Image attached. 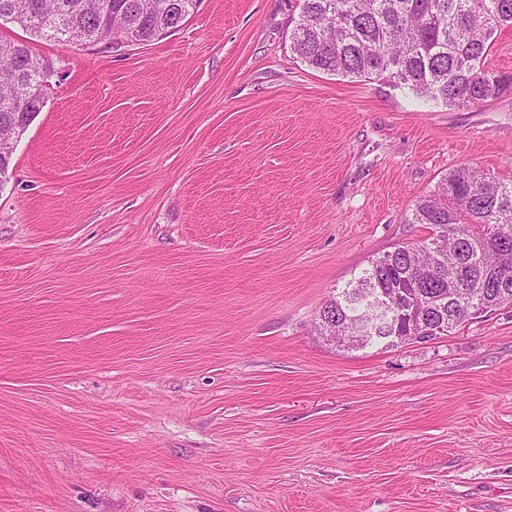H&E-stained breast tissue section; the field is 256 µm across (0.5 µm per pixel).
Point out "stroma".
<instances>
[{"instance_id": "1", "label": "stroma", "mask_w": 512, "mask_h": 512, "mask_svg": "<svg viewBox=\"0 0 512 512\" xmlns=\"http://www.w3.org/2000/svg\"><path fill=\"white\" fill-rule=\"evenodd\" d=\"M296 0H201L146 44L43 40L0 191V512H512V307L347 349L324 303L427 238L467 107L290 50Z\"/></svg>"}]
</instances>
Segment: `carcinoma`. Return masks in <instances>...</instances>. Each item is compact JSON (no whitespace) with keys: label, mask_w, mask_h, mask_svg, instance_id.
I'll use <instances>...</instances> for the list:
<instances>
[{"label":"carcinoma","mask_w":512,"mask_h":512,"mask_svg":"<svg viewBox=\"0 0 512 512\" xmlns=\"http://www.w3.org/2000/svg\"><path fill=\"white\" fill-rule=\"evenodd\" d=\"M141 0H0V20L33 37L81 46L113 42L125 32L139 44L179 28L199 0H154L160 10L139 11ZM290 49L306 66L351 78H388L413 94L449 107L495 100L512 91V72L489 64L498 32L512 28V0H298ZM59 15L66 33L49 17ZM52 71L24 43L0 49V122L20 117L29 125L35 101ZM430 237L399 245L357 278L388 297L386 332L369 341L387 347L410 333L407 314L417 294L457 289V299L433 310L428 340L448 335L467 321L475 303L512 306V181L490 178L473 167L450 172L434 195L420 199L409 219ZM448 238V256L428 267L438 240ZM361 304L351 288L328 300L321 313L356 323ZM449 326L437 330L440 321Z\"/></svg>","instance_id":"obj_1"}]
</instances>
